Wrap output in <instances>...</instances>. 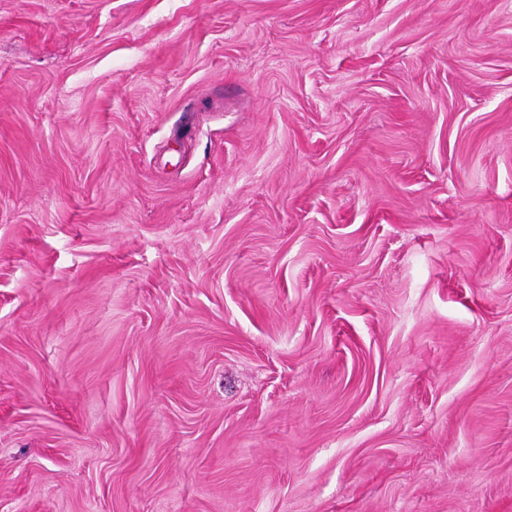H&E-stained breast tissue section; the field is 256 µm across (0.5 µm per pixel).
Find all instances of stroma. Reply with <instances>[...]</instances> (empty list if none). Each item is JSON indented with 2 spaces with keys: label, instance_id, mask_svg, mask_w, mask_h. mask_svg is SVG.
Wrapping results in <instances>:
<instances>
[{
  "label": "stroma",
  "instance_id": "stroma-1",
  "mask_svg": "<svg viewBox=\"0 0 512 512\" xmlns=\"http://www.w3.org/2000/svg\"><path fill=\"white\" fill-rule=\"evenodd\" d=\"M0 512H512V0H0Z\"/></svg>",
  "mask_w": 512,
  "mask_h": 512
}]
</instances>
